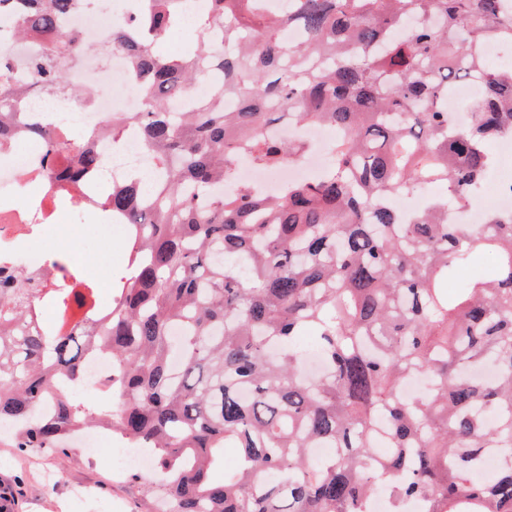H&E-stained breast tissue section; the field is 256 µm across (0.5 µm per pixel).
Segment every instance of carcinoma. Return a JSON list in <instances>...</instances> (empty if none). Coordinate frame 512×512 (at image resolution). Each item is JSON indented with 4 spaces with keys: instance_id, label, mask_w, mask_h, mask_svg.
<instances>
[{
    "instance_id": "cac0c4a2",
    "label": "carcinoma",
    "mask_w": 512,
    "mask_h": 512,
    "mask_svg": "<svg viewBox=\"0 0 512 512\" xmlns=\"http://www.w3.org/2000/svg\"><path fill=\"white\" fill-rule=\"evenodd\" d=\"M22 2L0 0V12L46 40L28 91L65 93L57 59L96 42L67 32L81 0ZM267 2L198 0L173 57L150 46L188 0H146L112 33L150 96L108 130L116 142L139 127L156 160L153 204L144 210L135 173L101 197L129 225V262L112 273V302L80 321L68 312L93 289L83 270L68 268L72 288H29L0 269V422L20 427L24 450L62 452L90 426L147 450L163 478L145 498L166 512H368L379 490L390 512L415 498L428 512H512V216L448 223V199L474 196L494 161L487 144L512 134V64L482 56L490 40L512 42V0H288L280 14ZM216 36L224 54L212 57ZM200 77L218 97L168 108ZM471 78L483 101L453 127L448 91ZM20 95L0 70V147L14 140L4 116ZM289 121L338 133L321 177L275 196L224 190L242 158L276 168L305 156L308 143L272 134ZM56 130L23 136L52 143ZM46 157L63 185L103 164L80 143L69 165ZM427 182L448 196L411 218L392 205ZM487 252L491 268L460 278ZM42 300L60 326L41 323ZM308 330L323 365L313 378L298 343ZM99 350L112 358L116 414L83 395ZM414 379L426 387L412 395ZM382 430L389 454L377 451ZM323 443L337 454L316 457ZM489 448L500 463L484 476Z\"/></svg>"
}]
</instances>
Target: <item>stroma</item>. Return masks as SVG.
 Segmentation results:
<instances>
[{"label": "stroma", "instance_id": "1", "mask_svg": "<svg viewBox=\"0 0 512 512\" xmlns=\"http://www.w3.org/2000/svg\"><path fill=\"white\" fill-rule=\"evenodd\" d=\"M0 503L7 512H147L141 483L111 474L104 463L77 450L45 455L17 452L0 433Z\"/></svg>", "mask_w": 512, "mask_h": 512}]
</instances>
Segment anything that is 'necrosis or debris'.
Wrapping results in <instances>:
<instances>
[{
  "label": "necrosis or debris",
  "instance_id": "1",
  "mask_svg": "<svg viewBox=\"0 0 512 512\" xmlns=\"http://www.w3.org/2000/svg\"><path fill=\"white\" fill-rule=\"evenodd\" d=\"M132 13L129 0H99L95 8L73 14L69 25L102 37L128 28ZM43 47L42 40L21 36L12 21H0V61L14 72L24 73L28 59ZM69 75L77 82L93 86L91 102L80 103L61 95H28L21 105L19 124L41 125L54 118L69 129V136L57 141L58 164H68L72 158L74 134L90 133L94 136V148L104 161L103 172L111 180L121 181L132 172L151 177L154 158L144 148L137 129H128L117 145L103 131L113 113H133L142 107L140 81L128 56L117 50L105 62L99 53L87 50L72 65ZM277 134L284 139L305 138L313 149L304 160L275 170L245 161L238 164L237 181L270 196L276 195L283 183L316 178L331 157L330 147L321 140L317 129L285 124ZM46 150L45 143L33 142L19 154L0 155V259L6 260L13 270L37 276L51 285L68 282L69 276L58 262L63 249L47 247L46 241L65 227L85 222L95 191L88 183L63 187L51 180L46 170ZM488 205L501 211L512 209L511 176H498L492 195L482 194L453 208V220L458 224L480 220Z\"/></svg>",
  "mask_w": 512,
  "mask_h": 512
}]
</instances>
